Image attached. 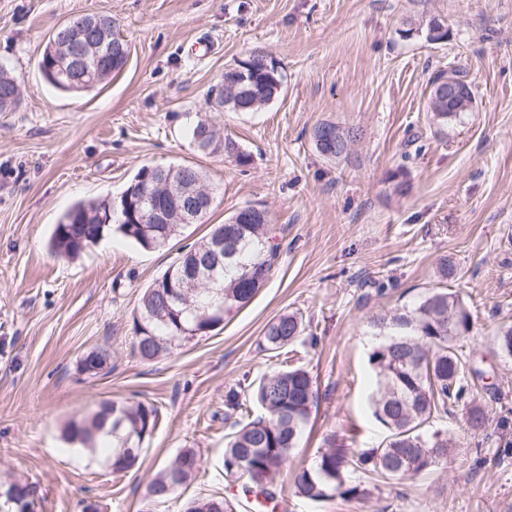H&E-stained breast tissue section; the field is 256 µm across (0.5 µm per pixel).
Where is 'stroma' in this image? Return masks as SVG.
<instances>
[{"label": "stroma", "instance_id": "stroma-1", "mask_svg": "<svg viewBox=\"0 0 512 512\" xmlns=\"http://www.w3.org/2000/svg\"><path fill=\"white\" fill-rule=\"evenodd\" d=\"M85 13L112 15L128 59L105 85L61 92L38 61L52 32ZM435 17L445 42L401 37L406 19ZM255 47L279 63L281 96L255 112L215 111L211 88ZM1 64L19 76L21 102L0 112V476L30 485L33 512H180L197 495L230 496L224 392L279 368L259 343L292 310L303 314L296 359L318 402L283 467L275 512H512V357L491 341L512 324V0H0ZM454 68L475 104L440 134L427 99L434 76ZM200 119L232 135L250 164L198 152L187 132ZM323 121L361 130L347 159L316 151ZM145 164L206 173L216 200L191 238L254 204L279 243L246 307L152 362L132 351L133 317L180 241L145 251L112 234L73 260L49 248L70 207L119 196ZM444 258L456 268L449 289L473 315L457 351L484 429L472 432L464 407L452 408L433 426L457 448L433 470L378 483L363 501L298 497L295 479L327 437L351 448L384 439L368 406L367 322L437 287ZM101 347L111 364L81 372ZM130 398L158 409L133 469L112 472L63 440L87 409ZM186 448L200 457L196 478L151 506L150 480Z\"/></svg>", "mask_w": 512, "mask_h": 512}]
</instances>
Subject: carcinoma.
I'll list each match as a JSON object with an SVG mask.
<instances>
[{
	"label": "carcinoma",
	"instance_id": "carcinoma-1",
	"mask_svg": "<svg viewBox=\"0 0 512 512\" xmlns=\"http://www.w3.org/2000/svg\"><path fill=\"white\" fill-rule=\"evenodd\" d=\"M96 22L112 31V15L88 13L76 16L75 25ZM425 33L429 42L448 38L445 24L432 18L426 27L405 22L402 37L409 33ZM58 56L45 47L38 67L44 79L65 92H82L101 84L121 68L103 64L93 58L90 73L81 84L61 85L53 77ZM243 60L224 71V84L210 92L208 103L218 112H236L237 105H248L246 111H256L277 99L283 88V76L275 64L270 69L253 72L237 71ZM18 78L8 68L0 66V112H10L18 106L13 97ZM428 112L440 131L460 121L464 113L454 111L448 101L429 93ZM362 132L342 128L324 121L312 132L317 152L329 160L348 157ZM210 152H222L240 166L250 163L247 154L231 136L218 137ZM147 167H141L123 196L136 204L130 211L121 202L99 198L79 202L69 209L55 226L53 249L60 255L77 257L104 236L119 232L145 251L166 246L184 236V224H163L151 237L138 233L133 217H141L150 205L136 200L138 179ZM112 209V221L103 224L99 214ZM272 224L267 212L251 217L246 224L224 220V251L233 258L224 262L219 279L223 295L210 294L201 288H186L192 306L172 303L163 305L167 292V273L155 278L142 292L138 312L134 317L133 351L146 362L154 361L184 342L216 330L217 323L248 305L267 280L276 258V246L271 244ZM456 274L454 265L444 258L438 265V276L444 286L431 290L411 306L381 312L370 320L375 343L368 354V364L374 373V389L370 408L375 419L388 431L386 439L375 448L355 451L335 437L319 449L314 466L302 472L296 481L299 496L320 501L339 497L360 500L369 495L364 482L352 480L359 473L370 480L403 479L424 474L448 458L453 441L448 432L429 429L433 417L448 414V405L468 406L470 391L466 381L467 365L462 362L455 342L472 329L469 306L459 295L448 291L445 283ZM304 331L302 316L295 311L284 312L270 321L264 332V350L278 353L296 343ZM496 349L512 357V325L504 324L493 337ZM112 360V351L99 348L88 353L80 362L86 373L96 372ZM315 399L314 379L303 367L293 366L265 375L257 381L244 380L224 393V423L229 425L225 437L224 473L243 484V492L276 500L277 484L284 463L304 434ZM157 423V409L141 401L103 402L88 410L79 420L66 425L63 434L70 443H78L91 455L99 448H110L106 462L115 473L131 470L138 462L139 451L147 435ZM196 451L179 452L158 471L148 486L149 501L155 505L167 503L182 487L191 482L199 470ZM0 498L13 505L11 512H26L29 489L19 479L0 482ZM185 512H233L229 500L217 495H200L188 501Z\"/></svg>",
	"mask_w": 512,
	"mask_h": 512
}]
</instances>
